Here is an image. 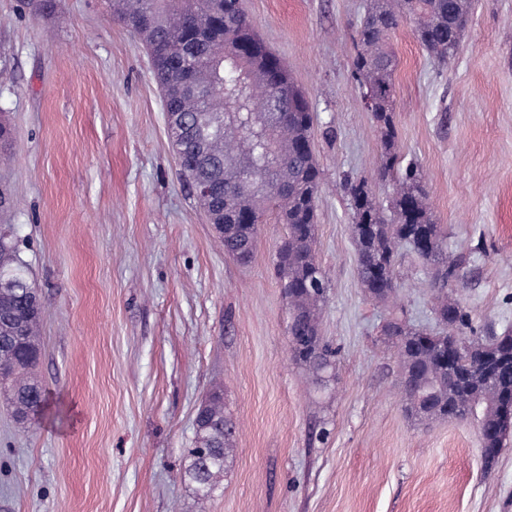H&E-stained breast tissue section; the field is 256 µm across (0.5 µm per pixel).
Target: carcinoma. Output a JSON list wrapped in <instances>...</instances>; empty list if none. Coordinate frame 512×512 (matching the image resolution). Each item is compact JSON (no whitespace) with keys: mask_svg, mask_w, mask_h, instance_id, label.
I'll return each mask as SVG.
<instances>
[{"mask_svg":"<svg viewBox=\"0 0 512 512\" xmlns=\"http://www.w3.org/2000/svg\"><path fill=\"white\" fill-rule=\"evenodd\" d=\"M472 11V0H370L360 20L354 68L359 86L371 96V114L380 135L379 180L391 182L389 212L377 204L363 181L349 187L357 268L366 293L375 300L396 296L399 248L412 246L439 285L434 307L443 325L439 333L391 319L396 333L385 336L403 373L404 412L418 421L472 420L483 437L482 468L497 463L512 429V333L463 335L469 315L445 287L457 276L458 262L448 255V234L433 222L428 194L417 167L400 170L393 122L395 57L390 33L401 21L413 23V35L430 53L445 60L458 50ZM119 19L156 17L143 29L154 75L164 94L168 136L175 139L184 177L209 184L217 207L210 217L224 252L247 263L266 214L287 227L276 253V272L290 315L302 325L288 329L289 348L321 383L334 378L338 350L320 336L319 309L326 299V277L315 255L317 200L322 189L312 152L314 118L281 60L260 42H246L251 29L240 0H112ZM196 78V93H184ZM288 87L292 108L276 118L274 104ZM221 113L225 139H210L197 118ZM259 187L246 192L244 177ZM43 315L39 290L30 278L19 240L0 230V392L26 428L36 414L32 393ZM194 442L188 449V475L198 496L207 500L219 487L236 447V426L213 391L194 418Z\"/></svg>","mask_w":512,"mask_h":512,"instance_id":"1","label":"carcinoma"}]
</instances>
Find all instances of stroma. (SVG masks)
Wrapping results in <instances>:
<instances>
[{
	"label": "stroma",
	"mask_w": 512,
	"mask_h": 512,
	"mask_svg": "<svg viewBox=\"0 0 512 512\" xmlns=\"http://www.w3.org/2000/svg\"><path fill=\"white\" fill-rule=\"evenodd\" d=\"M365 6L243 0L315 113L321 329L339 350L321 390L289 349L284 226L261 225L249 264L225 254L179 176L143 41L106 0H0V188L14 201L0 225L42 295L35 374L50 408L22 429L0 396V512H512V432L486 473L475 422L403 412L381 328L398 311L435 326L422 260L401 249L388 301L358 278L347 184L384 205L393 193L353 68ZM391 44L398 150L460 261L448 293L472 335L512 331V0H475L447 61L407 22ZM217 385L237 442L201 502L184 471Z\"/></svg>",
	"instance_id": "obj_1"
}]
</instances>
